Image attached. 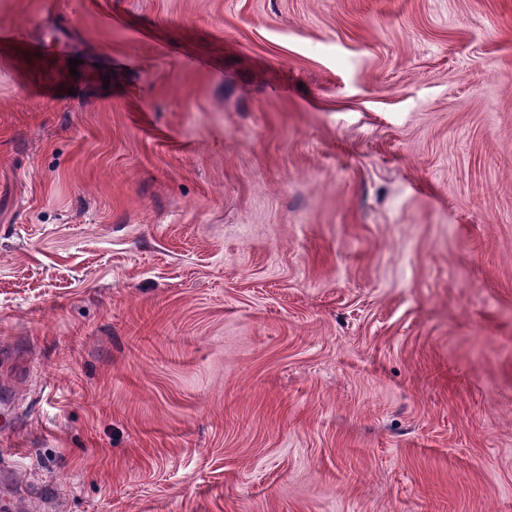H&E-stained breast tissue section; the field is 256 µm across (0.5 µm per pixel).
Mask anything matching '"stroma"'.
Masks as SVG:
<instances>
[{
	"label": "stroma",
	"instance_id": "obj_1",
	"mask_svg": "<svg viewBox=\"0 0 512 512\" xmlns=\"http://www.w3.org/2000/svg\"><path fill=\"white\" fill-rule=\"evenodd\" d=\"M20 507L512 512V0H0Z\"/></svg>",
	"mask_w": 512,
	"mask_h": 512
}]
</instances>
